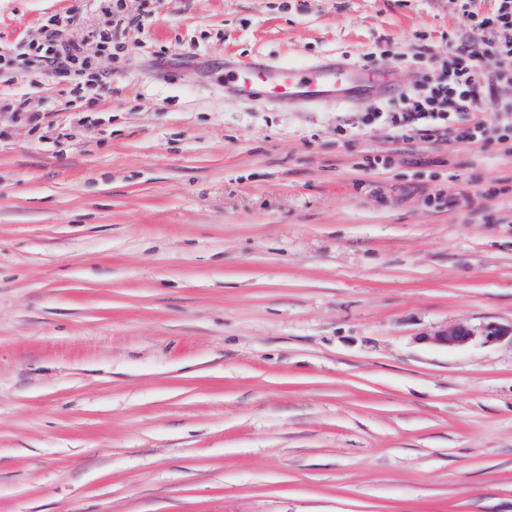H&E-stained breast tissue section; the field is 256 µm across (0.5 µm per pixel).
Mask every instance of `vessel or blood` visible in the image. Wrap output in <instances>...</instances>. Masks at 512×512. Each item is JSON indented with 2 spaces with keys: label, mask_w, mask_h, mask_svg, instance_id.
Here are the masks:
<instances>
[{
  "label": "vessel or blood",
  "mask_w": 512,
  "mask_h": 512,
  "mask_svg": "<svg viewBox=\"0 0 512 512\" xmlns=\"http://www.w3.org/2000/svg\"><path fill=\"white\" fill-rule=\"evenodd\" d=\"M395 79L390 67L365 68L346 62L297 67L245 61L224 70L225 89L247 101L352 103L363 92L393 90Z\"/></svg>",
  "instance_id": "1"
}]
</instances>
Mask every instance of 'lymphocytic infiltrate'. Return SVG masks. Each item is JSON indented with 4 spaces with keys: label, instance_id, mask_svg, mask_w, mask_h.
<instances>
[{
    "label": "lymphocytic infiltrate",
    "instance_id": "f902f5d3",
    "mask_svg": "<svg viewBox=\"0 0 512 512\" xmlns=\"http://www.w3.org/2000/svg\"><path fill=\"white\" fill-rule=\"evenodd\" d=\"M480 12L476 0H455L458 18L480 39H460L440 61L436 73L420 71L415 85L402 92L396 103L373 112H361L337 127L348 139L362 126L387 129L393 143L411 141L443 143L455 140L493 145L512 153V0H489ZM37 57L51 61L58 76L87 69L83 45L62 41L56 28L44 26L35 47ZM486 105L490 116L478 118L477 107Z\"/></svg>",
    "mask_w": 512,
    "mask_h": 512
}]
</instances>
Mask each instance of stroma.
<instances>
[{"mask_svg": "<svg viewBox=\"0 0 512 512\" xmlns=\"http://www.w3.org/2000/svg\"><path fill=\"white\" fill-rule=\"evenodd\" d=\"M125 13L0 0V512H512V342L427 340L512 324V154L224 90L372 49L411 86L468 34L451 0ZM50 22L121 48L59 78ZM477 338L485 342H497L510 338L512 342V325L502 326L486 324L474 327L466 324H458L436 331L428 340L447 349L461 348Z\"/></svg>", "mask_w": 512, "mask_h": 512, "instance_id": "stroma-1", "label": "stroma"}]
</instances>
